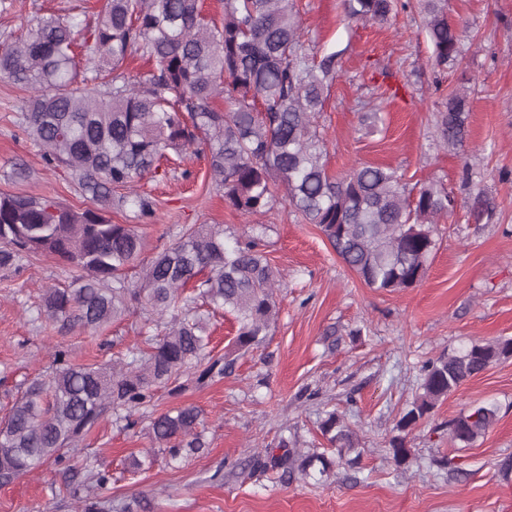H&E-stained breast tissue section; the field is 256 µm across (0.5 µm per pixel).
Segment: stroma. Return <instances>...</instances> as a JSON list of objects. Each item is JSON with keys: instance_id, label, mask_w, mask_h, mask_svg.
Returning <instances> with one entry per match:
<instances>
[{"instance_id": "35a3bbf8", "label": "stroma", "mask_w": 512, "mask_h": 512, "mask_svg": "<svg viewBox=\"0 0 512 512\" xmlns=\"http://www.w3.org/2000/svg\"><path fill=\"white\" fill-rule=\"evenodd\" d=\"M82 5L92 10L97 0H23L17 13L0 15V35ZM296 7L307 53L336 58L337 77L315 116L329 172L391 166L409 183L441 185L457 200L433 229L436 248L425 276L402 292L375 291L287 204L245 217L225 206L203 157L188 158L180 169L161 163L139 188L153 204L154 221L128 207L109 212L113 222L138 225L141 261L191 224L223 225L229 242L260 237L279 280L278 314L266 339L245 354L232 348L233 317L210 318L212 354L232 360L231 373L200 383L197 369H188L156 388L134 428L102 421L80 441L77 456L111 474L105 494L112 512H512V480L499 472L501 460L512 456V357L438 403L409 437L410 465L396 467L389 449L425 361L470 342L512 338V0H448V17L464 30L465 45L462 62L445 70L434 65L415 2L382 25L347 19L342 0H297ZM454 89L465 92L470 110L469 135L458 150L441 145L434 127ZM22 96L0 77V192L88 208L77 179L46 165L22 131ZM471 192L493 201L492 220L469 217L463 202ZM72 276L49 257L0 269V417L21 384L49 376L56 350L75 363L103 364L164 334V323L148 322L140 309L100 330L40 318L44 290ZM487 402L498 415L484 436L465 448L451 441L449 422ZM183 405L201 409L208 449L173 462L153 442L150 425ZM332 410L358 436V468L336 467L318 481L254 468L283 438L303 453L325 446L318 425ZM147 455L153 464L134 470L132 458ZM80 481L66 465L47 461L0 484V512H76L63 489Z\"/></svg>"}]
</instances>
